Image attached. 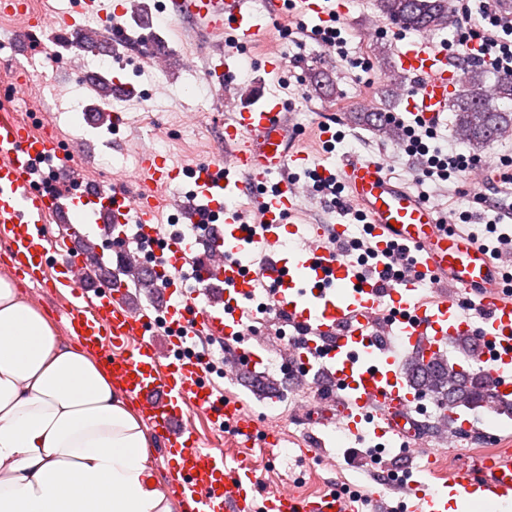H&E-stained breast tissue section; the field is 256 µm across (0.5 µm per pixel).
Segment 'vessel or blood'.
<instances>
[{"label": "vessel or blood", "mask_w": 512, "mask_h": 512, "mask_svg": "<svg viewBox=\"0 0 512 512\" xmlns=\"http://www.w3.org/2000/svg\"><path fill=\"white\" fill-rule=\"evenodd\" d=\"M252 0H170L173 18L195 20L215 34L231 32L236 45L252 46L260 34ZM98 11L95 0H79L73 12L36 17L32 26L52 33L78 32L80 15ZM121 4L101 15L103 51L123 36ZM398 67L408 82L402 95L406 111L418 127L435 129L447 122L448 100L462 84L464 72L427 37L409 42L398 53ZM219 109H230L222 137L224 155L185 169L166 157L141 151L137 191L122 185L75 181L60 196L52 181L39 182L33 169L44 159L70 167L80 160L71 148L50 135L31 134L10 114H0V224L7 226L17 272L46 288L71 289L65 309L67 331L87 348L103 351L104 338L115 348L109 356L112 380L140 405L164 456L174 461L166 471L182 495L181 512H358L351 496L330 492L312 498L285 490L259 493L247 455L228 466L223 453L205 450L184 421L194 411L219 425L230 426L245 444L262 440L269 454L278 451L276 431L259 429L237 403L217 396L207 381L206 360L191 342L197 336L229 338L239 333L257 281L271 289L273 310L301 329L293 341L300 356L321 360L330 387L340 393V414L322 418L359 434L363 422L377 436L407 437L414 425L418 391L400 373L403 358L418 349H441L449 340L468 337L476 350L467 361L497 383L500 396H512V279L493 255L453 225L443 223L436 209L408 188L394 182L381 162L352 157L332 169L319 168L334 179L347 201L364 218V233L378 249H405L414 273L385 281L371 269L357 266L339 248L351 239L347 224H329L309 233L291 223L299 186L290 172L306 165L298 148L297 130L288 124L283 103L268 102L261 110L228 107L216 92ZM186 184V200L178 206L175 227L158 248L146 271L164 288L160 310L171 336L158 349L150 336L152 308L133 309L123 278L96 279L95 266L76 242L78 215L105 225H137L139 239L157 237L158 190ZM251 197L249 213L228 212L225 192ZM66 224L63 238L49 240L33 232L47 216ZM208 225L198 235V225ZM298 241L292 257H284V239ZM249 240L260 262L239 256L237 241ZM206 256L195 269V290L180 278L190 248ZM452 288L454 298L428 306L415 302L422 279ZM390 303L388 313L380 305ZM453 494L471 497L512 495V458L490 454L449 480ZM409 496L427 512H445L447 505L428 483H409Z\"/></svg>", "instance_id": "vessel-or-blood-1"}]
</instances>
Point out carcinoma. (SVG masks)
<instances>
[{"label": "carcinoma", "mask_w": 512, "mask_h": 512, "mask_svg": "<svg viewBox=\"0 0 512 512\" xmlns=\"http://www.w3.org/2000/svg\"><path fill=\"white\" fill-rule=\"evenodd\" d=\"M377 4L383 15L410 28L437 29L451 21L448 0H377ZM502 98L512 99V77L500 79L490 89L482 71L475 69L468 74L450 103L454 125L469 133L468 143L480 147L512 128V113L501 112L494 105ZM404 375L435 401L446 426L456 423V416L464 408H493L512 414V403L495 399L491 377L480 370H469L463 363L456 369L449 363L427 362L417 353L405 363Z\"/></svg>", "instance_id": "obj_1"}]
</instances>
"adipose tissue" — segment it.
<instances>
[{
  "instance_id": "1",
  "label": "adipose tissue",
  "mask_w": 512,
  "mask_h": 512,
  "mask_svg": "<svg viewBox=\"0 0 512 512\" xmlns=\"http://www.w3.org/2000/svg\"><path fill=\"white\" fill-rule=\"evenodd\" d=\"M151 445L111 372L0 277V512H172Z\"/></svg>"
}]
</instances>
